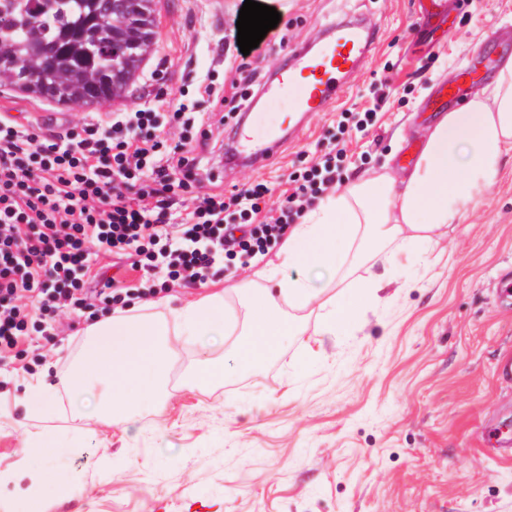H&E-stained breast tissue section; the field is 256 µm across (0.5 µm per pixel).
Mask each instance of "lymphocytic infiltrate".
<instances>
[{"instance_id":"lymphocytic-infiltrate-1","label":"lymphocytic infiltrate","mask_w":512,"mask_h":512,"mask_svg":"<svg viewBox=\"0 0 512 512\" xmlns=\"http://www.w3.org/2000/svg\"><path fill=\"white\" fill-rule=\"evenodd\" d=\"M187 106L117 112L48 138L0 124V361L68 310L109 315L140 284L98 279L92 257H125L130 270L205 283L211 269L282 241L290 224L340 185L346 143L338 141L295 176L279 212L263 211L267 184L196 196L173 223L170 206L203 180L194 148L166 145L160 127L188 124Z\"/></svg>"}]
</instances>
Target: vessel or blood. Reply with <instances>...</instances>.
Masks as SVG:
<instances>
[{
  "label": "vessel or blood",
  "mask_w": 512,
  "mask_h": 512,
  "mask_svg": "<svg viewBox=\"0 0 512 512\" xmlns=\"http://www.w3.org/2000/svg\"><path fill=\"white\" fill-rule=\"evenodd\" d=\"M374 41L373 32L368 30L338 27L335 39L323 43L316 52L300 51L266 92L288 98L291 109L298 113L323 111L343 95L347 79L371 53ZM236 143L237 160L256 163L274 158L282 137L243 127L237 132Z\"/></svg>",
  "instance_id": "b4317fda"
}]
</instances>
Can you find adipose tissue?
<instances>
[{
  "label": "adipose tissue",
  "mask_w": 512,
  "mask_h": 512,
  "mask_svg": "<svg viewBox=\"0 0 512 512\" xmlns=\"http://www.w3.org/2000/svg\"><path fill=\"white\" fill-rule=\"evenodd\" d=\"M512 153V59L499 66L491 84L462 107L439 117L429 129L419 157L401 183L386 176L361 177L320 200L302 223L291 227L275 259L258 270L262 288L236 285L245 309V360L273 350L281 333L300 337L305 329L297 311L319 299L322 289L304 277L282 278L283 268L311 266L350 272L364 263L365 273L346 291L329 299L319 334L344 335L357 317L379 303L383 275L396 255L419 260L462 219L483 195ZM288 304L294 316L270 319L269 310ZM224 296L214 293L158 320L128 311L92 325L78 367L53 386L39 377L25 379L20 404L26 413L51 419L59 387L80 397L103 383L94 410L109 420L137 412L167 385L171 337L226 336ZM73 441L50 428L39 432L33 447L0 470V496L7 512H40L44 492L58 485V468L73 451Z\"/></svg>",
  "instance_id": "1"
}]
</instances>
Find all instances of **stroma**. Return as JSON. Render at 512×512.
Segmentation results:
<instances>
[{"instance_id": "35a3bbf8", "label": "stroma", "mask_w": 512, "mask_h": 512, "mask_svg": "<svg viewBox=\"0 0 512 512\" xmlns=\"http://www.w3.org/2000/svg\"><path fill=\"white\" fill-rule=\"evenodd\" d=\"M273 31L250 53L237 47L243 0H153L157 35L135 72L128 97L113 108L75 107L27 96L0 85V121L43 133L82 126L143 106L165 111L183 98L205 114L211 130L200 149L213 175L195 194L220 186L231 192L263 180L267 203L280 208L288 176L311 165L337 132L342 111L372 107V92L388 97L368 130L347 139L344 181L362 174L400 179L403 149L418 152L439 117L433 103L461 73L478 70L491 83L497 64L512 57V0H287ZM339 22L375 33V48L349 79L342 100L306 115L304 134L284 139L279 155L229 169L224 154L240 115L259 125L278 123L288 106L270 99L267 83L311 43H324ZM211 84L217 97H203ZM250 105L237 111L241 98ZM252 266L216 268L206 283L186 286L153 279L156 318L213 291L239 300L227 287L253 279ZM512 277V157L499 179L470 205L406 274L393 277L379 305L342 336H318L321 309L298 313L309 346L281 338L275 351L240 364L224 380L183 387L197 361L222 358L220 337L180 344L170 383L154 407L133 423L81 418L70 409L50 425L88 436L62 466L79 477L73 495L52 494L42 512H512V442L485 447L490 427L512 439V386L497 375L512 356V304L499 300ZM87 321L60 329L56 347L38 358L0 365V469L41 428L15 403L20 364L47 373L51 383L77 364Z\"/></svg>"}]
</instances>
